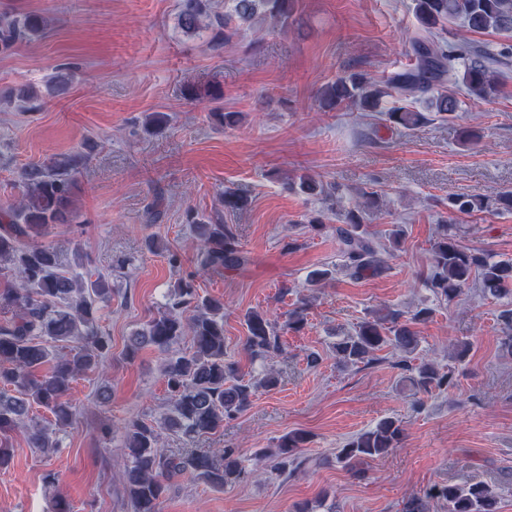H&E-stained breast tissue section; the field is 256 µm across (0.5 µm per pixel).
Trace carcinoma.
Returning a JSON list of instances; mask_svg holds the SVG:
<instances>
[{"label": "carcinoma", "instance_id": "1", "mask_svg": "<svg viewBox=\"0 0 512 512\" xmlns=\"http://www.w3.org/2000/svg\"><path fill=\"white\" fill-rule=\"evenodd\" d=\"M224 11L211 0H181L180 25L186 33L211 32L210 40L220 47L242 31L263 25L288 27L298 10V0H223ZM419 32L408 36L412 63L378 84L369 74L352 72L337 77L318 97L324 112L348 106L359 112H382L395 128L413 129L426 117L413 109L422 101L428 111L446 120L459 108L456 93L444 90L448 82L460 84L468 96L486 99L496 91L494 73L512 64L509 55L486 50L471 58L466 47L452 50L433 39L434 30L459 21L468 31L512 33V0H413ZM46 27L35 13L0 15V52L41 35ZM392 106L382 107L383 98ZM81 157L55 156L20 170L19 199L0 206V274L15 282L0 292V308L11 316L0 320V469L9 466L13 450L7 436L29 418L37 405L49 410L58 426L71 425L75 408L66 399L71 383L82 372L103 366L112 358V338L99 325V304L112 297V280L105 276L85 279L65 272L56 252L36 239L52 224L68 221L67 205ZM302 192L334 201L335 191L312 178L300 180ZM376 192L365 202L343 214L336 227L345 271L359 279L385 269L380 246L363 230V213L379 207ZM453 210L472 215L512 209V191L490 200L478 195L459 197ZM185 223L192 226L201 250L204 273H221L244 266L247 255L228 224H204L191 208ZM455 226L443 225L431 246L430 273L426 282L443 301H451L478 279L482 292L493 298L512 296V262L492 261L478 251H466L456 240ZM195 275L181 279L168 293L163 310L146 322L125 347L128 360L146 345L170 352L182 337H191V350L167 358L163 369L170 410L163 425L135 417L123 426L121 451L126 459L122 473L124 500L131 512H161L169 483L190 474L199 481L222 489L246 480L250 471L233 448L209 451L202 448H164L161 429L187 441L224 426V419L244 411L256 392L278 385V374L246 377L238 363L225 358L224 300L201 297L194 286ZM309 300L301 297L288 312L284 327L300 330L306 320ZM193 310L185 321L182 314ZM432 309L421 308L407 319L388 311L363 320L355 332L336 341L335 351L345 366L370 363L375 352L390 347L402 354L400 366L408 372L411 386L424 393L453 386V378L431 363L417 366L411 355L419 346L414 324L424 321ZM245 348L251 358H264L283 349L278 324L265 312L253 310L244 317ZM402 437L400 423L386 418L375 427L347 441L336 458L352 468L365 457H379L396 448ZM303 431L282 436L268 455L272 470L282 475L301 465L300 449L308 442ZM30 447L50 456L60 448L54 433L38 424L29 435ZM440 498L448 512H496V493L484 484L468 487H435L423 498H413L404 512H428V499Z\"/></svg>", "mask_w": 512, "mask_h": 512}]
</instances>
